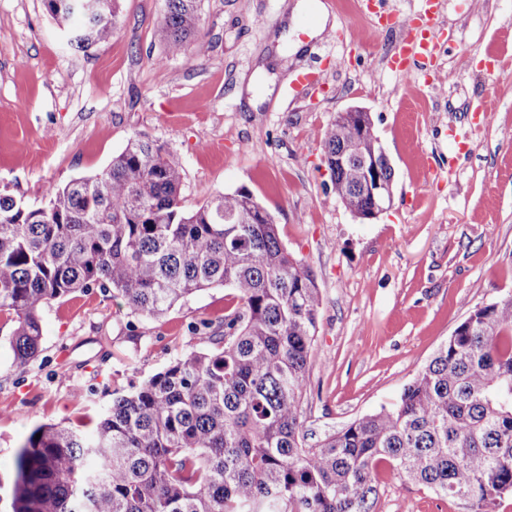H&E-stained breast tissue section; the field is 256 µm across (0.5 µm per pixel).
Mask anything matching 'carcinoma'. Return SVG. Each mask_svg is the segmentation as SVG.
Listing matches in <instances>:
<instances>
[{"mask_svg": "<svg viewBox=\"0 0 512 512\" xmlns=\"http://www.w3.org/2000/svg\"><path fill=\"white\" fill-rule=\"evenodd\" d=\"M76 17L45 0L78 48L112 38L118 0ZM167 54L188 44L199 0H166ZM357 113L322 133L332 191L364 215L373 206L348 141L394 178L375 130ZM183 169L134 136L111 165L31 207L0 194V313L14 322L18 366L39 352L40 311L97 288L130 314L157 318L213 286L233 290L224 335L181 354L140 384L113 390L93 430L44 424L15 454L0 491L9 512H372L374 469L492 512L512 494V295L475 307L404 387L391 410L364 415L320 445L304 443L300 404L321 306L305 262L282 244L272 215L246 188L181 204ZM231 216L235 223L227 224Z\"/></svg>", "mask_w": 512, "mask_h": 512, "instance_id": "1", "label": "carcinoma"}]
</instances>
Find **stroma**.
Listing matches in <instances>:
<instances>
[{
  "label": "stroma",
  "instance_id": "1",
  "mask_svg": "<svg viewBox=\"0 0 512 512\" xmlns=\"http://www.w3.org/2000/svg\"><path fill=\"white\" fill-rule=\"evenodd\" d=\"M327 30L371 29L361 0H320ZM439 0L443 34L427 83L386 57L397 29L368 44L312 37L292 51L298 0H201L195 66L167 55L166 0H119L110 41L77 50L44 0H0V193L33 206L50 189L102 172L135 135L183 167L182 204L249 189L322 296L301 403L308 446L392 407L475 306L512 294V0ZM501 68L485 72L490 57ZM319 73L310 96L295 75ZM488 104L490 116L473 119ZM370 111L394 170L393 202L363 224L331 189L322 133L338 112ZM456 125L467 147L448 144ZM232 291L190 296L158 319L132 316L92 289L43 309L41 349L17 367L14 325L0 317V475L42 424H95L115 387L207 347L193 323L221 331ZM374 512H469L459 499L374 471Z\"/></svg>",
  "mask_w": 512,
  "mask_h": 512
}]
</instances>
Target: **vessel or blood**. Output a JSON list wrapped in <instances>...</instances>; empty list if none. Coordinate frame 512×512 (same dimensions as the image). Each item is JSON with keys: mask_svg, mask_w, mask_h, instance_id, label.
Masks as SVG:
<instances>
[{"mask_svg": "<svg viewBox=\"0 0 512 512\" xmlns=\"http://www.w3.org/2000/svg\"><path fill=\"white\" fill-rule=\"evenodd\" d=\"M438 25L437 0H422L417 17L407 26L399 28L400 38L389 59L391 69L417 70L425 81L438 80L439 72L434 68V32Z\"/></svg>", "mask_w": 512, "mask_h": 512, "instance_id": "vessel-or-blood-1", "label": "vessel or blood"}]
</instances>
